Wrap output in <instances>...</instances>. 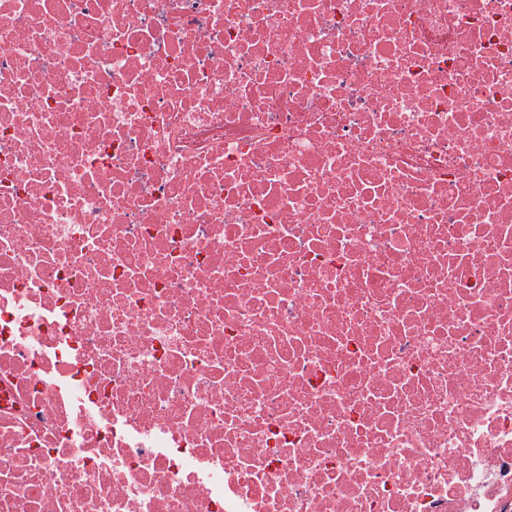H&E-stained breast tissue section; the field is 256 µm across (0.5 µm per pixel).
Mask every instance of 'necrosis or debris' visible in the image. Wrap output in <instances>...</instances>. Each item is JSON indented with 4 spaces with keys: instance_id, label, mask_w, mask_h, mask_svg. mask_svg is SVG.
Wrapping results in <instances>:
<instances>
[{
    "instance_id": "1",
    "label": "necrosis or debris",
    "mask_w": 512,
    "mask_h": 512,
    "mask_svg": "<svg viewBox=\"0 0 512 512\" xmlns=\"http://www.w3.org/2000/svg\"><path fill=\"white\" fill-rule=\"evenodd\" d=\"M0 512H512V0H0Z\"/></svg>"
}]
</instances>
